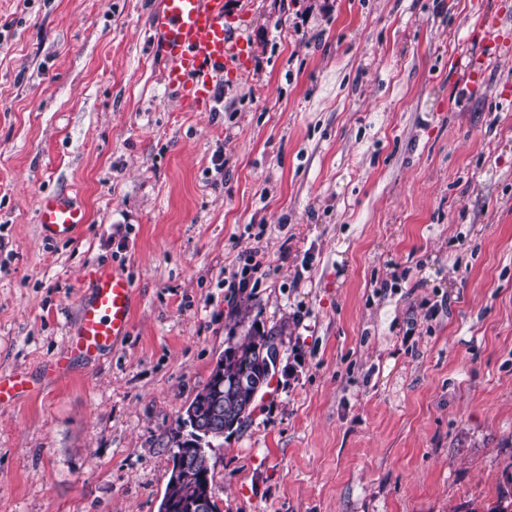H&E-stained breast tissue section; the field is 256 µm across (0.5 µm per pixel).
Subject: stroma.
Returning <instances> with one entry per match:
<instances>
[{"label": "stroma", "instance_id": "stroma-1", "mask_svg": "<svg viewBox=\"0 0 512 512\" xmlns=\"http://www.w3.org/2000/svg\"><path fill=\"white\" fill-rule=\"evenodd\" d=\"M158 3L0 0V375L36 384L0 407V512H158L244 314L287 332L210 453L220 512L511 503L512 0H227L248 59L196 105L163 80ZM54 192L88 222L49 243ZM99 262L131 332L43 378Z\"/></svg>", "mask_w": 512, "mask_h": 512}]
</instances>
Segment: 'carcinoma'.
Listing matches in <instances>:
<instances>
[{"instance_id": "carcinoma-1", "label": "carcinoma", "mask_w": 512, "mask_h": 512, "mask_svg": "<svg viewBox=\"0 0 512 512\" xmlns=\"http://www.w3.org/2000/svg\"><path fill=\"white\" fill-rule=\"evenodd\" d=\"M283 330L265 332L252 323L245 335L228 340L221 363L212 370L208 382L195 394L185 410V417L176 420L174 440L177 452L173 467L180 468L178 483L167 485L159 512H198L196 503L203 487H213L210 457V439L192 430L183 432V426L194 420L206 421L214 401L224 407L222 428L233 431L246 421L243 410L252 405L256 385L265 382L267 369L262 350Z\"/></svg>"}]
</instances>
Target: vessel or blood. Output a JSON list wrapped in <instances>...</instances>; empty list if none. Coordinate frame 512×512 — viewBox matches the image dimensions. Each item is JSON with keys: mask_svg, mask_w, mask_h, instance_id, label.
Listing matches in <instances>:
<instances>
[{"mask_svg": "<svg viewBox=\"0 0 512 512\" xmlns=\"http://www.w3.org/2000/svg\"><path fill=\"white\" fill-rule=\"evenodd\" d=\"M226 0H160L151 28L166 67L165 82L182 101L205 99L224 74L240 69L246 49L230 51V32L224 23ZM87 221L76 198L66 194L42 197L37 222L47 240L73 238ZM90 295L80 303L79 320L66 353L50 361L48 378L64 376L75 356L96 358L108 352L131 330L133 285L122 272L94 265L88 274ZM26 379L0 375V404L28 394Z\"/></svg>", "mask_w": 512, "mask_h": 512, "instance_id": "vessel-or-blood-1", "label": "vessel or blood"}]
</instances>
